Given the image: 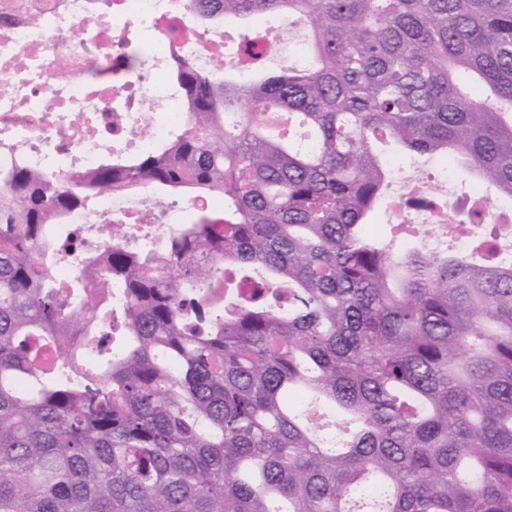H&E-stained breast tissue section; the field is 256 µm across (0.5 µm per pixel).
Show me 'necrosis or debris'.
Returning a JSON list of instances; mask_svg holds the SVG:
<instances>
[{
    "mask_svg": "<svg viewBox=\"0 0 512 512\" xmlns=\"http://www.w3.org/2000/svg\"><path fill=\"white\" fill-rule=\"evenodd\" d=\"M0 170L16 160L63 176L116 156L154 151L189 126L176 79L181 61L208 70L224 31L195 23L190 0H0ZM140 51L143 66L127 57ZM103 73L100 81L90 72ZM196 195L156 208L150 188L96 196L63 224H122L170 233L208 209Z\"/></svg>",
    "mask_w": 512,
    "mask_h": 512,
    "instance_id": "obj_1",
    "label": "necrosis or debris"
}]
</instances>
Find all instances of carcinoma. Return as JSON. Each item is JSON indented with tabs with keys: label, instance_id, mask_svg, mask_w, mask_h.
Masks as SVG:
<instances>
[{
	"label": "carcinoma",
	"instance_id": "carcinoma-1",
	"mask_svg": "<svg viewBox=\"0 0 512 512\" xmlns=\"http://www.w3.org/2000/svg\"><path fill=\"white\" fill-rule=\"evenodd\" d=\"M191 9L303 18L313 61L245 83L183 61L173 144L0 178V512H512V256L473 228L477 263L395 252L367 220L414 154L512 199V0ZM134 186L224 209L160 252L49 236ZM61 252L118 301L59 285ZM294 390L336 413L332 436Z\"/></svg>",
	"mask_w": 512,
	"mask_h": 512
}]
</instances>
